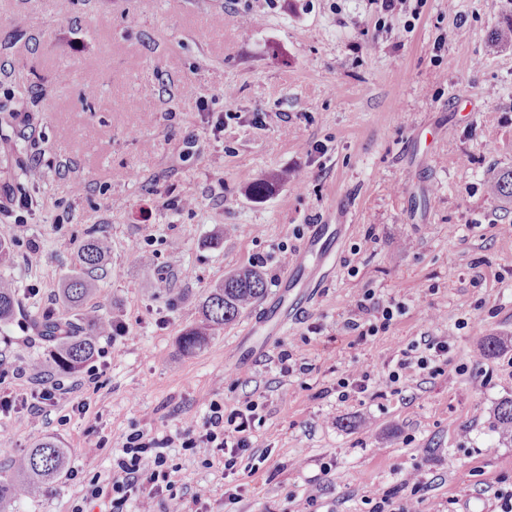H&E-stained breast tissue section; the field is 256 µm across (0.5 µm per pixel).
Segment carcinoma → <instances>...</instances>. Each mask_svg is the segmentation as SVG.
Listing matches in <instances>:
<instances>
[{
  "label": "carcinoma",
  "instance_id": "cac0c4a2",
  "mask_svg": "<svg viewBox=\"0 0 512 512\" xmlns=\"http://www.w3.org/2000/svg\"><path fill=\"white\" fill-rule=\"evenodd\" d=\"M496 196L512 199V171L503 174L492 186ZM110 252V244L103 236L91 234L77 253L78 267L64 281L62 298L80 311L77 322L50 317L32 324L36 336L53 345L51 362L62 372L78 370L89 360L97 340L111 331L112 322L96 310L82 309L84 302L97 291L98 275ZM264 279L260 271L245 269L232 273L213 288L202 304V322L180 337V348L186 353L201 348L208 337L233 321L264 293ZM18 288L15 282L0 275V325H7L15 314ZM498 433L512 440V398L500 401L495 408ZM67 451L53 438H45L15 460L16 480L0 484V502L5 499L37 498L65 471Z\"/></svg>",
  "mask_w": 512,
  "mask_h": 512
}]
</instances>
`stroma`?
<instances>
[{
	"label": "stroma",
	"instance_id": "obj_1",
	"mask_svg": "<svg viewBox=\"0 0 512 512\" xmlns=\"http://www.w3.org/2000/svg\"><path fill=\"white\" fill-rule=\"evenodd\" d=\"M510 21L512 0H0V274L19 299L0 330V483L44 437L71 471L0 512H109L87 492L109 487L113 451L203 431L213 400L259 418L234 469L169 448L206 512H372L376 493L494 512L512 485L494 420L512 398V201L490 191L512 170V48L491 34ZM318 224L344 227L327 277L284 284L282 254ZM92 229L111 245L93 303L123 325L93 379L54 370L31 329L77 319L61 287ZM244 267L263 296L184 353L210 289ZM392 304L389 328H348ZM429 340L448 343L438 369L400 370ZM355 369L367 389L340 396ZM51 384L64 394L40 405Z\"/></svg>",
	"mask_w": 512,
	"mask_h": 512
}]
</instances>
